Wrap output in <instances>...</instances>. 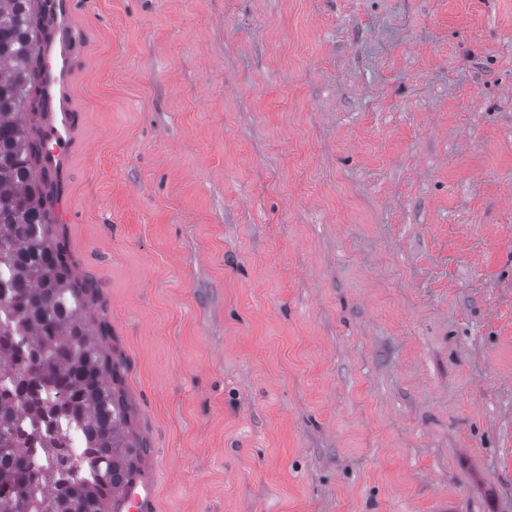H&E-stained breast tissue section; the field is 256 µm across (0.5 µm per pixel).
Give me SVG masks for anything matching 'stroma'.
<instances>
[{
  "label": "stroma",
  "mask_w": 512,
  "mask_h": 512,
  "mask_svg": "<svg viewBox=\"0 0 512 512\" xmlns=\"http://www.w3.org/2000/svg\"><path fill=\"white\" fill-rule=\"evenodd\" d=\"M56 241L157 512H512V0H82Z\"/></svg>",
  "instance_id": "35a3bbf8"
}]
</instances>
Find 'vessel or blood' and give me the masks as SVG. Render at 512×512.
Here are the masks:
<instances>
[{"label": "vessel or blood", "instance_id": "obj_1", "mask_svg": "<svg viewBox=\"0 0 512 512\" xmlns=\"http://www.w3.org/2000/svg\"><path fill=\"white\" fill-rule=\"evenodd\" d=\"M75 0H48L49 34L38 42L39 87L43 99L41 135L45 149L38 167L60 175L68 166L74 138V107L71 86L74 73L71 43L76 35ZM118 512H155L152 484L135 479L126 485L116 501Z\"/></svg>", "mask_w": 512, "mask_h": 512}]
</instances>
